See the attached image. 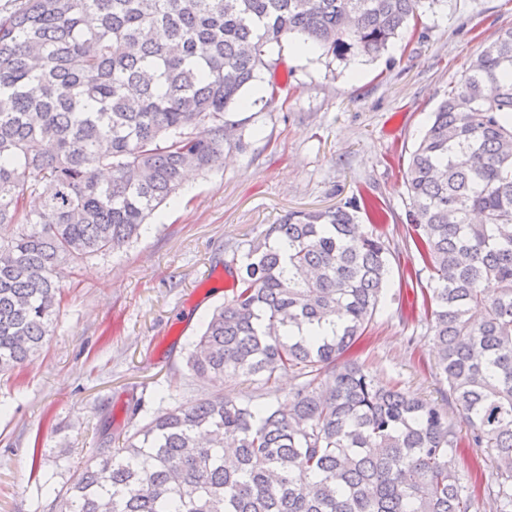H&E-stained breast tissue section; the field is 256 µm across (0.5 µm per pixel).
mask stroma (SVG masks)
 Returning <instances> with one entry per match:
<instances>
[{
    "label": "stroma",
    "mask_w": 512,
    "mask_h": 512,
    "mask_svg": "<svg viewBox=\"0 0 512 512\" xmlns=\"http://www.w3.org/2000/svg\"><path fill=\"white\" fill-rule=\"evenodd\" d=\"M512 0H439L378 57L342 61L275 47L276 78L249 87L228 112L242 148L193 176L141 237L63 273L64 300L44 345L0 374V512H55L44 484L63 491L100 431L221 393L242 401L246 378L199 384L183 361L208 313L230 297L233 251L247 250L288 213L372 202L392 251V286L352 349L378 380L442 400L421 287L406 235L403 169L432 112L500 29Z\"/></svg>",
    "instance_id": "1"
}]
</instances>
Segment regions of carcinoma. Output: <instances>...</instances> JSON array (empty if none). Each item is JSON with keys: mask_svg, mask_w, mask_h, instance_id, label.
<instances>
[{"mask_svg": "<svg viewBox=\"0 0 512 512\" xmlns=\"http://www.w3.org/2000/svg\"><path fill=\"white\" fill-rule=\"evenodd\" d=\"M437 2L19 0L0 16V373L50 335L61 266L123 249L187 172L223 159L225 114L282 39L376 57ZM403 183L447 404L344 359L389 288L390 244L357 223L377 209L291 212L249 243L185 357L200 382L247 377L268 395L293 372L288 403L215 395L158 413L77 467L58 512H480L456 470L463 444L487 453L485 495L507 512L512 27L432 112Z\"/></svg>", "mask_w": 512, "mask_h": 512, "instance_id": "cac0c4a2", "label": "carcinoma"}]
</instances>
